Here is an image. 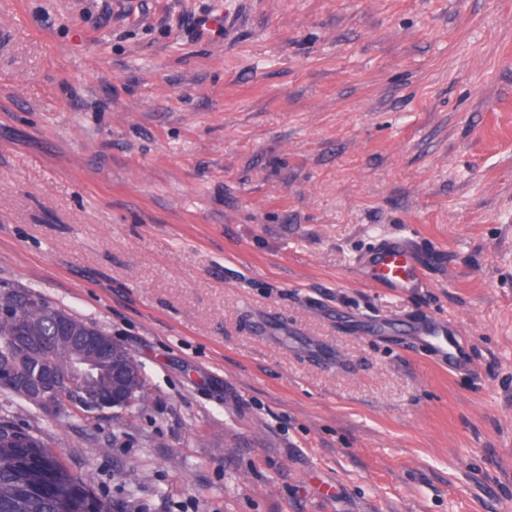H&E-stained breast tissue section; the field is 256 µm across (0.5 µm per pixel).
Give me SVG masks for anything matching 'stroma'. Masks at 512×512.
<instances>
[{
	"label": "stroma",
	"mask_w": 512,
	"mask_h": 512,
	"mask_svg": "<svg viewBox=\"0 0 512 512\" xmlns=\"http://www.w3.org/2000/svg\"><path fill=\"white\" fill-rule=\"evenodd\" d=\"M399 233L424 292L360 278ZM8 288L145 370V417L0 396L105 500L135 468L136 512H504L512 0H0ZM406 336L425 356L439 364H448L456 370L466 366L458 330L447 322L439 320L410 321Z\"/></svg>",
	"instance_id": "35a3bbf8"
}]
</instances>
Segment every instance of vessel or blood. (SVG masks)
<instances>
[{
  "mask_svg": "<svg viewBox=\"0 0 512 512\" xmlns=\"http://www.w3.org/2000/svg\"><path fill=\"white\" fill-rule=\"evenodd\" d=\"M361 264L366 281L372 285L394 291H420L427 286L423 257L410 236L379 239ZM406 335L419 351L436 363L452 370L465 367L459 332L447 322L434 319L412 321L407 325Z\"/></svg>",
  "mask_w": 512,
  "mask_h": 512,
  "instance_id": "obj_1",
  "label": "vessel or blood"
}]
</instances>
